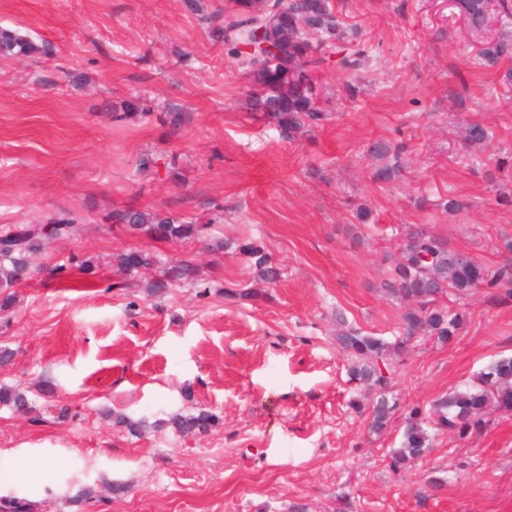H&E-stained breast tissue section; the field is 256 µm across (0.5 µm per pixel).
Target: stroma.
<instances>
[{
  "label": "stroma",
  "mask_w": 512,
  "mask_h": 512,
  "mask_svg": "<svg viewBox=\"0 0 512 512\" xmlns=\"http://www.w3.org/2000/svg\"><path fill=\"white\" fill-rule=\"evenodd\" d=\"M334 6L367 64L352 76L325 65L327 119L287 138L246 111L244 71L184 0H0V27L43 48L0 56V226L65 213L79 225L46 240L0 311V345L16 352L0 384L57 386L35 414L0 406V499L33 512H512V413L489 411L481 433L439 434L425 457L392 468L402 426L370 431L374 394L350 382L336 344L347 328L389 342L402 332L407 306L383 281L410 231L503 262L512 55L477 65L481 42L445 0ZM134 97L151 114L113 121ZM167 112L187 115L177 135ZM473 122L492 134L487 149L467 147ZM378 142L404 148L389 182L372 177ZM165 154L178 157L177 179L140 164ZM450 197L466 209L445 210ZM124 207L205 229L151 239L109 223ZM248 243L282 268L277 282L242 253ZM135 250L192 261L197 283L149 296L153 268L117 283L118 256ZM72 258L98 263L90 287ZM465 311L448 343L421 336L400 351L389 387L399 415L512 356V300L481 290ZM201 407L215 416L207 433L167 426ZM118 414L144 429L131 435ZM109 481L128 492L110 494ZM85 486L93 499L70 504Z\"/></svg>",
  "instance_id": "1"
}]
</instances>
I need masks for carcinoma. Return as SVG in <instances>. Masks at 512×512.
Instances as JSON below:
<instances>
[{"label":"carcinoma","instance_id":"carcinoma-1","mask_svg":"<svg viewBox=\"0 0 512 512\" xmlns=\"http://www.w3.org/2000/svg\"><path fill=\"white\" fill-rule=\"evenodd\" d=\"M469 25L481 29L491 14L512 17V0H459ZM212 40L230 47L236 63L248 74L255 92L250 96L251 111L272 121L280 131L293 136L305 127L320 124L326 117L324 87L314 73L326 63V50L343 43L344 28L337 20L331 0H224V8L202 16ZM264 40L280 52V61L270 63L260 51H249L258 45V31ZM512 39L488 40L477 55V64L494 63L507 53ZM41 49L13 30L0 28V54L27 57ZM466 140L471 146H486L489 132L479 124L467 128ZM114 224H125L150 237L181 242L197 237L204 225L180 221L157 209H119L112 211ZM77 230V219L62 216L53 220L51 232L39 222L13 224L0 228V309L14 304L13 288L29 274V258L38 252L47 237H67ZM241 250L250 255L264 279L273 282L280 277L279 267L270 263L256 246L245 244ZM157 258L143 251L129 252L118 258L120 273L131 274L153 266ZM196 267L181 262L163 269L162 277L151 282L154 293L195 281ZM384 288L409 303L403 315L405 336L411 333L435 336L446 342L458 334L465 313L435 304L433 295L446 294L461 301L480 288L491 290L501 300L512 298V259L487 266L473 257L461 262L457 250L422 230L409 234L394 263ZM339 348L351 358L350 381L363 383L376 390L372 405L371 429L383 433L392 420L396 404L387 390L396 372L398 346L372 334L349 330L336 336ZM0 405L33 412L27 394L0 387ZM512 411V357L490 364L473 380L435 401L428 414L413 408L406 417L400 446L390 451L391 466L401 468L424 456L431 448L429 428L464 439L487 425L488 407ZM214 415L201 409L195 414H174L168 423L181 434H203L212 426Z\"/></svg>","mask_w":512,"mask_h":512}]
</instances>
